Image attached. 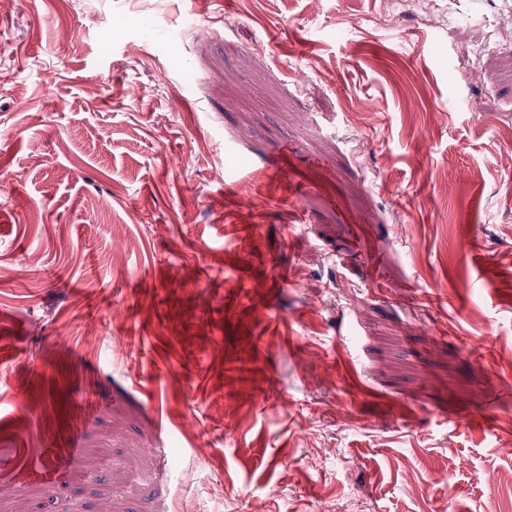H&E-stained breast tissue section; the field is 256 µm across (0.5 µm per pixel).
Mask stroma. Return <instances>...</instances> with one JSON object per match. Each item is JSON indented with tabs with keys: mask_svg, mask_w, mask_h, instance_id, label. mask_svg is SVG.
<instances>
[{
	"mask_svg": "<svg viewBox=\"0 0 512 512\" xmlns=\"http://www.w3.org/2000/svg\"><path fill=\"white\" fill-rule=\"evenodd\" d=\"M492 11L512 0L0 10V278L23 284L0 288V512H500Z\"/></svg>",
	"mask_w": 512,
	"mask_h": 512,
	"instance_id": "obj_1",
	"label": "stroma"
}]
</instances>
